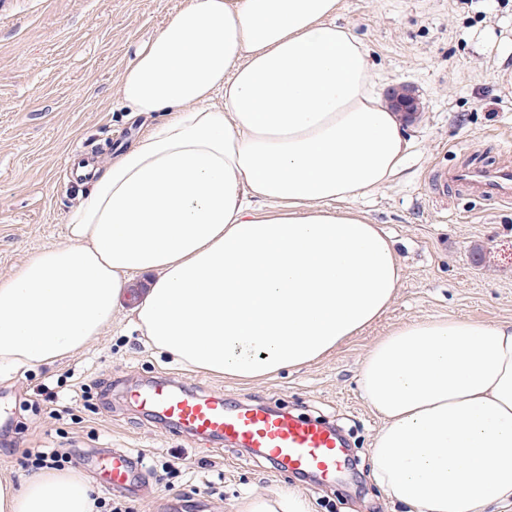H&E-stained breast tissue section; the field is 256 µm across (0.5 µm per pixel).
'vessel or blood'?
<instances>
[{
  "instance_id": "vessel-or-blood-1",
  "label": "vessel or blood",
  "mask_w": 512,
  "mask_h": 512,
  "mask_svg": "<svg viewBox=\"0 0 512 512\" xmlns=\"http://www.w3.org/2000/svg\"><path fill=\"white\" fill-rule=\"evenodd\" d=\"M434 186L456 184L493 204L512 201V167L488 165L439 169ZM148 414L175 424L194 439L219 438L273 460L281 469L332 479L347 460V443L332 426L310 416L253 405L230 404L219 394H192L168 384H154L133 396ZM140 458L131 451H113L100 466L109 485L130 483Z\"/></svg>"
}]
</instances>
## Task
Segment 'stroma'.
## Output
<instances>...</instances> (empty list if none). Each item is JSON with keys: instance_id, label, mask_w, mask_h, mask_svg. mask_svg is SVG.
<instances>
[{"instance_id": "1", "label": "stroma", "mask_w": 512, "mask_h": 512, "mask_svg": "<svg viewBox=\"0 0 512 512\" xmlns=\"http://www.w3.org/2000/svg\"><path fill=\"white\" fill-rule=\"evenodd\" d=\"M189 0H7L0 9V280L32 253L67 241L66 212L80 190L60 174L81 150L104 167L161 113L130 115L117 96L138 46ZM336 21L368 50L385 84L414 87L412 154L394 182L359 199L393 239L403 277L390 309L320 361L251 382L190 371L130 328L149 275L133 277L102 335L51 365L0 373V480L21 484L23 451L81 455L75 470L113 448L144 460V486L101 488L123 512H237L248 495L300 493L309 512H406L371 476L382 426L357 376L374 342L423 318L512 321V205H489L456 186L434 192L430 174L468 164H512V0H341ZM163 376L233 403L323 415L350 435L352 463L335 482L273 468L249 451L189 445L127 393ZM49 387L54 400L39 396ZM173 466L163 474L162 463Z\"/></svg>"}]
</instances>
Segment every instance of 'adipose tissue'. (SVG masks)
<instances>
[{
	"instance_id": "adipose-tissue-1",
	"label": "adipose tissue",
	"mask_w": 512,
	"mask_h": 512,
	"mask_svg": "<svg viewBox=\"0 0 512 512\" xmlns=\"http://www.w3.org/2000/svg\"><path fill=\"white\" fill-rule=\"evenodd\" d=\"M340 0H190L137 50L118 96L159 112L93 174L67 243L0 280V370L82 350L133 275L137 328L193 371L255 380L298 369L378 320L402 279L352 204L408 154ZM358 386L383 420L372 477L408 512L512 501V322L429 318L381 337ZM96 486L36 470L0 481V512H94Z\"/></svg>"
}]
</instances>
